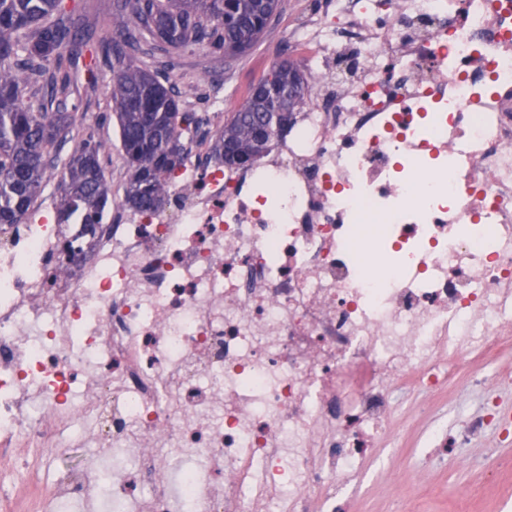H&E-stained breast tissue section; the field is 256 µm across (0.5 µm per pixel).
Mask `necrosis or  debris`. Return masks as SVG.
I'll list each match as a JSON object with an SVG mask.
<instances>
[{
    "label": "necrosis or debris",
    "mask_w": 512,
    "mask_h": 512,
    "mask_svg": "<svg viewBox=\"0 0 512 512\" xmlns=\"http://www.w3.org/2000/svg\"><path fill=\"white\" fill-rule=\"evenodd\" d=\"M327 0L287 136L157 212L0 226V512H351L394 394L512 342V0ZM339 18L331 26V18ZM512 437L483 402L455 436ZM47 448L97 455L36 479Z\"/></svg>",
    "instance_id": "1"
}]
</instances>
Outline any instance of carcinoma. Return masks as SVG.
<instances>
[{
    "mask_svg": "<svg viewBox=\"0 0 512 512\" xmlns=\"http://www.w3.org/2000/svg\"><path fill=\"white\" fill-rule=\"evenodd\" d=\"M280 4L231 0L226 11L224 0H114L110 26L121 40L112 44L109 89L127 164L126 206L153 211L166 202L188 143L209 140L213 157L230 168L242 155L260 158L277 137L274 129L259 135L261 125L278 110L295 111L311 92L303 73L285 60L264 77L282 93L279 100L251 92L212 131L203 114L182 109L168 73L137 63L138 56L156 46L169 53L196 46L222 51L230 63L266 33ZM88 43L82 15L64 0H0V226L25 223L58 147L69 140L60 222L84 212L85 223L93 224L112 204L99 147L71 136L74 117L67 112L75 72L84 69L91 85L101 79L97 66L84 62Z\"/></svg>",
    "mask_w": 512,
    "mask_h": 512,
    "instance_id": "1",
    "label": "carcinoma"
}]
</instances>
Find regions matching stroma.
<instances>
[{
	"mask_svg": "<svg viewBox=\"0 0 512 512\" xmlns=\"http://www.w3.org/2000/svg\"><path fill=\"white\" fill-rule=\"evenodd\" d=\"M325 2L282 0L267 32L232 63L201 49H187L173 58L156 51L150 64L169 68L183 109L225 115L239 106L251 85L290 58L288 31L298 23L301 11H322ZM76 83L71 109L101 146L113 198H123L127 168L112 118L110 90L102 81L89 86L82 72ZM425 401V396L417 394L400 397L397 436L374 449L367 460L366 478L355 494V512H458L463 486L483 487L487 466L512 468V441H500L493 433L462 448L419 447L418 413Z\"/></svg>",
	"mask_w": 512,
	"mask_h": 512,
	"instance_id": "35a3bbf8",
	"label": "stroma"
}]
</instances>
